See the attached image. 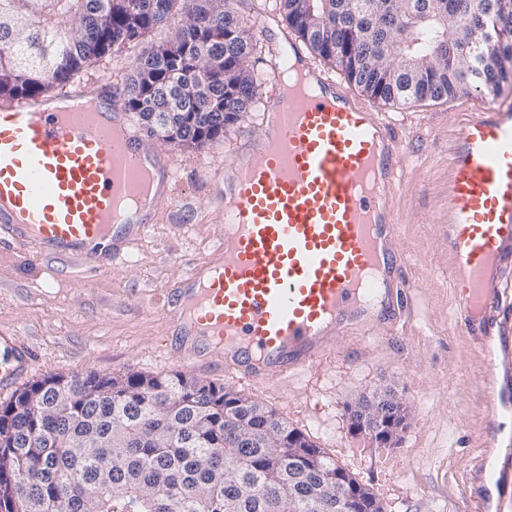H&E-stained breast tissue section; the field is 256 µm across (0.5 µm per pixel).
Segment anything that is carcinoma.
I'll use <instances>...</instances> for the list:
<instances>
[{
	"label": "carcinoma",
	"instance_id": "obj_1",
	"mask_svg": "<svg viewBox=\"0 0 512 512\" xmlns=\"http://www.w3.org/2000/svg\"><path fill=\"white\" fill-rule=\"evenodd\" d=\"M237 0H0V97L40 98L154 30L171 38L138 55L123 103L147 122L154 98L190 83L178 140L200 147L240 115L263 111L258 45ZM308 49L371 98L411 104L512 83V0H272ZM422 61L418 72L396 59ZM224 57L220 72L203 55ZM273 410L180 372L55 374L0 403V512H336L306 499L336 465L314 444L269 448Z\"/></svg>",
	"mask_w": 512,
	"mask_h": 512
}]
</instances>
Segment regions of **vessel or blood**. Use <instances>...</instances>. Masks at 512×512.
Instances as JSON below:
<instances>
[{
	"label": "vessel or blood",
	"mask_w": 512,
	"mask_h": 512,
	"mask_svg": "<svg viewBox=\"0 0 512 512\" xmlns=\"http://www.w3.org/2000/svg\"><path fill=\"white\" fill-rule=\"evenodd\" d=\"M263 133L214 179L224 237L168 290L182 343L242 381L322 367L337 335L396 320L407 302L393 198L405 150L393 122L308 62L286 34L268 70ZM176 174L146 148L120 92L74 83L46 98L0 101V246L100 270L121 260L170 198ZM448 250L453 302L472 321L497 315L512 271V97L486 101L448 138ZM491 413L512 405V339L487 340ZM0 390L32 365L0 330ZM477 512H507L512 488L480 460Z\"/></svg>",
	"instance_id": "vessel-or-blood-1"
}]
</instances>
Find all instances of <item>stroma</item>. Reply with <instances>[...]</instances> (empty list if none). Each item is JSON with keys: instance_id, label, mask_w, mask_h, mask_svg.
Masks as SVG:
<instances>
[{"instance_id": "obj_1", "label": "stroma", "mask_w": 512, "mask_h": 512, "mask_svg": "<svg viewBox=\"0 0 512 512\" xmlns=\"http://www.w3.org/2000/svg\"><path fill=\"white\" fill-rule=\"evenodd\" d=\"M167 29L113 53L83 74L123 87L130 60L164 40ZM483 93L407 105L374 102L387 114L406 151L394 199L396 250L407 259L411 311L398 330L371 328L342 336L331 361L298 378L249 384L201 364L173 337L162 312L164 292L219 245L224 212L209 193L210 177L239 143L261 133L247 113L223 138L178 148L151 135L178 171L171 199L127 260L88 274L9 246L0 247V329L32 352L25 383L52 374L113 375L179 371L234 388L273 409L366 485L386 512H463L466 478L484 447L488 416L478 383L487 369L484 340L449 303L452 259L439 222L448 182V132ZM411 407L395 447L377 448L354 433L345 406L382 387Z\"/></svg>"}]
</instances>
